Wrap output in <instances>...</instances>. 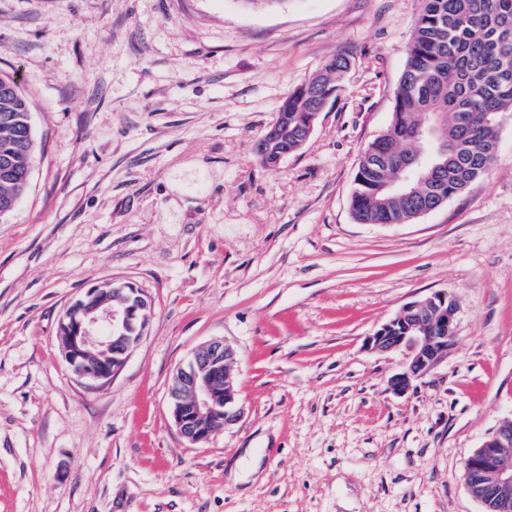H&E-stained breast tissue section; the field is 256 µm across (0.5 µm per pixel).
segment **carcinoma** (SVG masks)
<instances>
[{
	"instance_id": "cac0c4a2",
	"label": "carcinoma",
	"mask_w": 512,
	"mask_h": 512,
	"mask_svg": "<svg viewBox=\"0 0 512 512\" xmlns=\"http://www.w3.org/2000/svg\"><path fill=\"white\" fill-rule=\"evenodd\" d=\"M407 48V60L392 92L387 129L361 154L354 175L350 210L359 224H408L420 204L433 200L444 181L448 197L458 196L488 173L500 113L512 109V0H421ZM350 61L330 59L282 101L277 120L282 137L252 147L267 165L280 154L305 145L317 123V99L338 97ZM439 117L436 140L422 127ZM38 142L19 79L0 73V221L26 194ZM423 156L428 176L402 193L388 189L397 169L395 156ZM485 512H501L499 498L476 478L467 479Z\"/></svg>"
}]
</instances>
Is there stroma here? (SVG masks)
Returning <instances> with one entry per match:
<instances>
[{
	"mask_svg": "<svg viewBox=\"0 0 512 512\" xmlns=\"http://www.w3.org/2000/svg\"><path fill=\"white\" fill-rule=\"evenodd\" d=\"M420 0H0V72L40 144L0 222V512H484L465 458L512 417V111L487 176L409 224L349 209L388 126ZM351 66L297 154L252 144L328 59ZM130 282L154 315L112 380L59 348L66 308ZM456 301L405 395L365 340L410 301ZM238 354L246 414L190 445L167 384Z\"/></svg>",
	"mask_w": 512,
	"mask_h": 512,
	"instance_id": "1",
	"label": "stroma"
}]
</instances>
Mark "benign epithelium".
Wrapping results in <instances>:
<instances>
[{
  "mask_svg": "<svg viewBox=\"0 0 512 512\" xmlns=\"http://www.w3.org/2000/svg\"><path fill=\"white\" fill-rule=\"evenodd\" d=\"M456 301L446 291L405 304L397 315L366 339V347L381 352L403 350L406 360L389 384L399 394L432 370L453 339ZM152 316V306L132 283L107 289L90 288L67 307L63 320L71 331L60 352L72 372L90 387L108 383L138 345ZM104 347V365L84 357L87 348ZM236 351L214 339L196 347L178 367L168 386L170 412L179 434L196 445L207 442L220 428L242 422L244 409L235 383ZM512 445V419L503 421L464 461L465 471H478L498 493L504 508L512 505V466L501 462L494 448Z\"/></svg>",
  "mask_w": 512,
  "mask_h": 512,
  "instance_id": "7a95c632",
  "label": "benign epithelium"
}]
</instances>
